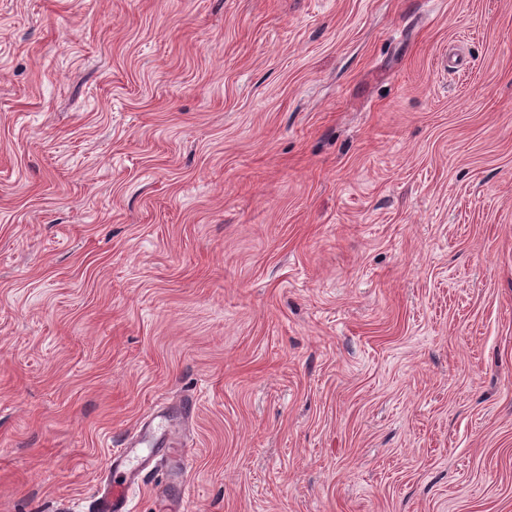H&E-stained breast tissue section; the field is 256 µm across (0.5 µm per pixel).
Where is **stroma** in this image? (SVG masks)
I'll use <instances>...</instances> for the list:
<instances>
[{
    "label": "stroma",
    "mask_w": 512,
    "mask_h": 512,
    "mask_svg": "<svg viewBox=\"0 0 512 512\" xmlns=\"http://www.w3.org/2000/svg\"><path fill=\"white\" fill-rule=\"evenodd\" d=\"M155 410L187 512H512V0H0V512Z\"/></svg>",
    "instance_id": "35a3bbf8"
}]
</instances>
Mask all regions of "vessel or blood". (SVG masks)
<instances>
[{
  "instance_id": "obj_1",
  "label": "vessel or blood",
  "mask_w": 512,
  "mask_h": 512,
  "mask_svg": "<svg viewBox=\"0 0 512 512\" xmlns=\"http://www.w3.org/2000/svg\"><path fill=\"white\" fill-rule=\"evenodd\" d=\"M160 426L154 419H146L139 434L114 450L108 458L110 479L100 482L94 489L93 512H128L132 491L142 482V473L153 461L152 456L141 455L140 445L159 446Z\"/></svg>"
}]
</instances>
